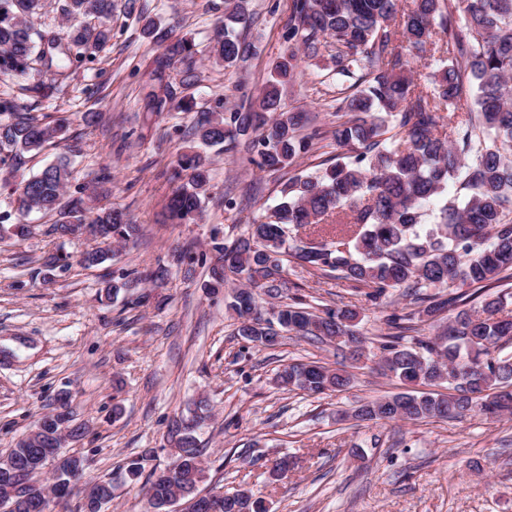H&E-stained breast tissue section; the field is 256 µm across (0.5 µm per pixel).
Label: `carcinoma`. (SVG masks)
I'll list each match as a JSON object with an SVG mask.
<instances>
[{"label":"carcinoma","mask_w":512,"mask_h":512,"mask_svg":"<svg viewBox=\"0 0 512 512\" xmlns=\"http://www.w3.org/2000/svg\"><path fill=\"white\" fill-rule=\"evenodd\" d=\"M250 0H224V21L212 54L226 68L239 65L249 52L238 27L253 19ZM43 7L42 0H0V75L25 76L33 66L43 79L25 87L30 96L46 98L66 78L70 64L93 62L112 40L113 0H59L61 15L71 21L64 40L33 29L28 18ZM148 34L160 33L162 51L154 59L155 79L178 62L196 54L187 38L171 39L149 18ZM282 37L286 52L273 64L257 99L247 106L224 109L219 99L208 110L195 111L191 99H176L171 86L158 84L149 93L153 112H196L191 126L199 149L178 161V182L169 200L172 218L185 222L202 212L210 187L209 151L226 153L244 147L254 153L261 171L278 172L306 156L320 143L335 154L319 169L288 179L267 221H254L246 233L230 242L215 243V261L206 287L243 278L248 289L236 292L227 310L237 321L238 334L255 342L282 332L300 338L332 341L350 336L356 357L363 356L356 332L358 314L345 308L319 311L297 297L283 300L288 283V258L322 275H336L377 303L390 291L404 288L422 306L418 313L386 315L389 333L380 344L381 368L404 385L448 384L447 398L408 390L365 402L352 413L356 419L412 422L462 418L472 411L512 415V354L502 355L499 342L512 344V319L497 317L506 297L489 294L480 308H458L461 289L489 288L512 271V0H292ZM327 52L319 84L335 88L324 106L341 119L333 141L320 128L302 133L300 117L288 111L281 90L294 82L301 62L299 51L315 56ZM431 51L427 72L409 66V59ZM472 97L468 116L457 122L453 139L442 133L445 113ZM65 134V126L44 125L29 107L14 98H0V171L18 172L27 154L41 150ZM70 178L68 163L60 160L22 180L11 189L17 221L0 215V239L34 234L23 222L32 212L61 216L50 232L67 238L74 224L95 227V237L107 244L83 254L79 263L95 266L112 258L108 245L129 242L137 225L124 210L96 212L80 199L65 205ZM454 187L448 195V186ZM445 198L439 220L425 227V206ZM346 216L345 227L319 241L296 239L290 228L318 224L333 212ZM167 276L162 266L133 278L123 274L105 281V298L123 297L141 305L148 295L130 297L145 284L160 287ZM435 288L427 294L423 289ZM278 300L272 321L244 314L241 297ZM447 314L445 331L419 336L415 315L432 318ZM275 383L311 395L341 392L352 384L342 368L317 362L290 364L277 372ZM60 413L38 434L37 444L20 440L0 461V498L16 489V472L25 470L36 448L83 436L73 426L69 396L59 397ZM189 416L172 428L179 449L165 468L148 475L147 493L160 501L176 498L196 512L194 498L206 474L196 430L210 416L209 403L200 399ZM146 452L130 459L122 472L139 479ZM99 481L87 488L80 512H90L105 490ZM27 507L15 512H46L44 485L33 480L19 488ZM219 512H269L266 501L242 488L221 497Z\"/></svg>","instance_id":"obj_1"}]
</instances>
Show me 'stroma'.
<instances>
[{"label":"stroma","mask_w":512,"mask_h":512,"mask_svg":"<svg viewBox=\"0 0 512 512\" xmlns=\"http://www.w3.org/2000/svg\"><path fill=\"white\" fill-rule=\"evenodd\" d=\"M142 15L112 14V40L96 62L71 68L53 97H29L21 80L0 77V96L27 104L41 122L68 123L64 140L29 156L27 177L64 158L71 177L66 195L92 196L98 208H126L138 232L115 247V258L96 267L79 256L97 248L92 236L60 240L49 235L57 214L31 213L36 234L0 241V458L33 427L41 413L71 394L83 437L65 453L87 457L91 475L117 479L107 512H147L142 483L119 481L127 459L153 450L152 465L172 453L169 430L189 402L208 398L211 416L197 432L206 464L203 490L250 488L271 512H512V416L473 412L459 419L417 423L367 422L351 416L362 401L402 392L376 362L374 338L386 333L384 306L342 279L290 264L288 293L319 308L358 311L357 330L368 338L367 355L347 361L329 343L291 335L267 348L239 336L226 304L230 288L207 291L213 239L232 240L273 206L280 180L316 165L308 156L278 173L259 170L240 156L212 153L213 179L195 221L168 220L170 179L179 155L194 142L192 114L146 111L143 87L159 43L142 31L141 17L194 40L190 85L170 76L176 97L198 108L216 99L239 105L264 86L272 62L285 50L282 27L291 0H251L253 23L244 31L256 53L243 70L227 69L210 55L224 0H140ZM325 57L306 59L300 85L284 92L289 109L321 130L336 127L322 110L314 80ZM96 112L88 124L83 113ZM234 208H227L226 199ZM72 265L43 280V262L56 251ZM169 268L165 287L141 306L100 301L106 276ZM317 361L353 374L343 392L310 395L278 388V368ZM122 407L114 416V407ZM289 456L287 477L269 475L271 463Z\"/></svg>","instance_id":"1"}]
</instances>
